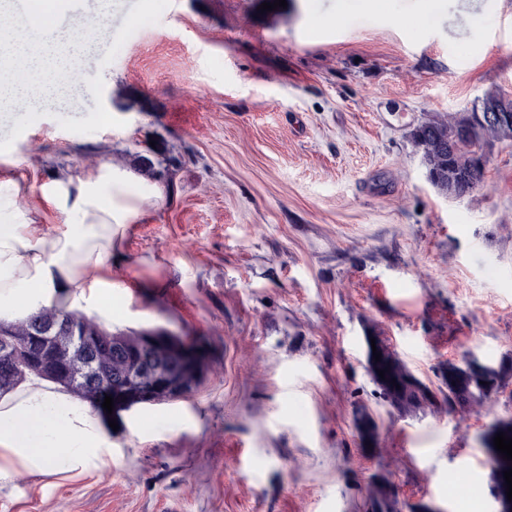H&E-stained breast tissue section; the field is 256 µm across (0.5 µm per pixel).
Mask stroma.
<instances>
[{
  "label": "stroma",
  "instance_id": "35a3bbf8",
  "mask_svg": "<svg viewBox=\"0 0 512 512\" xmlns=\"http://www.w3.org/2000/svg\"><path fill=\"white\" fill-rule=\"evenodd\" d=\"M112 33L65 108L0 114V184L26 221L46 185L125 173L145 199L113 265L116 332L205 343L201 383L121 412L112 458L0 479V512H360L371 476L401 498L498 512L481 435L512 384L456 413L401 416L366 370L367 334L438 386L440 366L512 356V140L482 183H429L410 131L487 93L512 98V0H72ZM156 172L147 177L143 160ZM380 424L363 452L358 408Z\"/></svg>",
  "mask_w": 512,
  "mask_h": 512
}]
</instances>
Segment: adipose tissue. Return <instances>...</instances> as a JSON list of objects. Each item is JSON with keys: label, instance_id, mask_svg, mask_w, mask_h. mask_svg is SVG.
<instances>
[{"label": "adipose tissue", "instance_id": "obj_1", "mask_svg": "<svg viewBox=\"0 0 512 512\" xmlns=\"http://www.w3.org/2000/svg\"><path fill=\"white\" fill-rule=\"evenodd\" d=\"M69 0H29L26 24L0 29V105L26 87L31 109L69 105L92 94L80 73L93 42L74 41L56 16ZM124 179L111 166L56 185L45 201L65 216L57 231L18 218L12 194L0 193V318H20L41 307L88 309L112 317V251L137 208L121 203ZM112 440L93 407L37 378L0 400V476L14 469L86 471L103 463Z\"/></svg>", "mask_w": 512, "mask_h": 512}]
</instances>
